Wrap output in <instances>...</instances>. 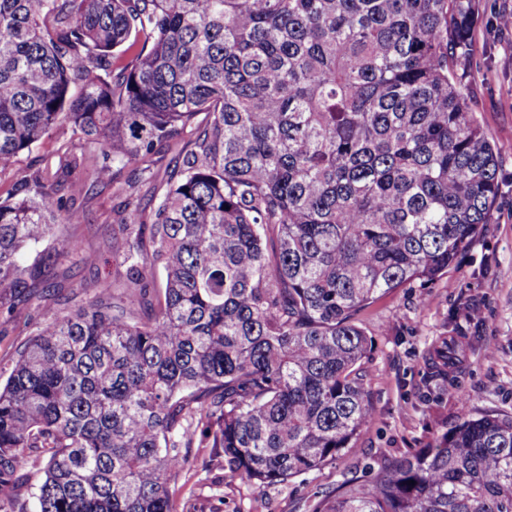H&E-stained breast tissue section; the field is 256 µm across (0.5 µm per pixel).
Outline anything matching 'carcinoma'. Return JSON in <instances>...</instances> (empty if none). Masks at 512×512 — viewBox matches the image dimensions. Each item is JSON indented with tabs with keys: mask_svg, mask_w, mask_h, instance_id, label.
Listing matches in <instances>:
<instances>
[{
	"mask_svg": "<svg viewBox=\"0 0 512 512\" xmlns=\"http://www.w3.org/2000/svg\"><path fill=\"white\" fill-rule=\"evenodd\" d=\"M478 2L0 0V171L61 125L82 144L0 200V308L31 300L25 250L77 220L59 187L159 183L153 223L129 200L112 237L126 281L8 355L0 512H173L192 448L276 485L352 447L373 419L360 315L491 223L461 68ZM61 258L88 262L76 240ZM434 360L452 383L458 342ZM313 512H512V416L466 413Z\"/></svg>",
	"mask_w": 512,
	"mask_h": 512,
	"instance_id": "carcinoma-1",
	"label": "carcinoma"
}]
</instances>
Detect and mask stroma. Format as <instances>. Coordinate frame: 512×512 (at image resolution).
Here are the masks:
<instances>
[{
  "label": "stroma",
  "instance_id": "1",
  "mask_svg": "<svg viewBox=\"0 0 512 512\" xmlns=\"http://www.w3.org/2000/svg\"><path fill=\"white\" fill-rule=\"evenodd\" d=\"M497 4L512 7V0H480L472 49L464 61L474 108L499 161L492 220L447 276L391 292L364 313L362 326L371 348L363 369L371 386L373 421L334 463L285 485L203 468L210 451L194 449L190 466L170 483L174 512H312L316 502L352 476L372 478L384 460L430 446L462 413L512 415V32L500 38L489 34L490 8ZM70 139L64 127L21 153L0 173V196L32 168L57 169ZM153 192V184L134 181L127 167L74 197L84 220L65 234L95 260L43 268L31 302L10 319L0 318V358L32 337L58 309L86 304L98 283L125 280L126 267L111 247L119 231L118 214L131 195L143 218H150ZM446 336L465 339L464 360L450 386L441 385L427 364L432 346Z\"/></svg>",
  "mask_w": 512,
  "mask_h": 512
}]
</instances>
